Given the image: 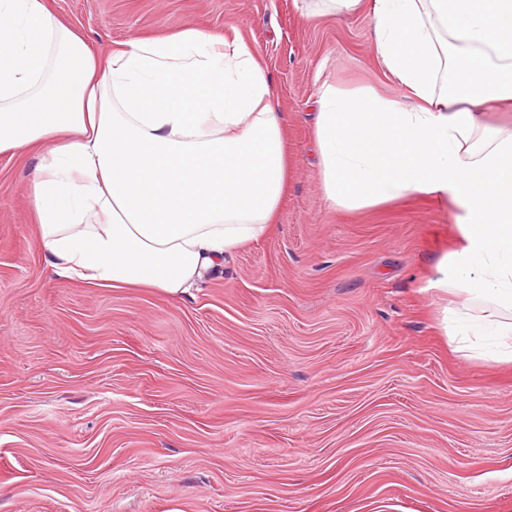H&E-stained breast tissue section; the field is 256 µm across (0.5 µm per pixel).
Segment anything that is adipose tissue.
<instances>
[{"instance_id":"obj_1","label":"adipose tissue","mask_w":512,"mask_h":512,"mask_svg":"<svg viewBox=\"0 0 512 512\" xmlns=\"http://www.w3.org/2000/svg\"><path fill=\"white\" fill-rule=\"evenodd\" d=\"M374 38L406 98L326 87L323 194L356 211L421 195L458 211L457 246L421 289L457 350L512 363V0H374ZM283 116L240 35L187 26L93 51L46 0H0V153L40 156L32 214L50 267L89 287L189 294L264 237L285 190Z\"/></svg>"}]
</instances>
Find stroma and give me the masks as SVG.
I'll use <instances>...</instances> for the list:
<instances>
[{"label":"stroma","instance_id":"stroma-1","mask_svg":"<svg viewBox=\"0 0 512 512\" xmlns=\"http://www.w3.org/2000/svg\"><path fill=\"white\" fill-rule=\"evenodd\" d=\"M104 53L238 29L278 92L288 188L270 232L193 295L58 277L38 159L0 154V512H512V364L456 351L419 287L455 208L325 200L324 86L400 89L369 4L49 0Z\"/></svg>","mask_w":512,"mask_h":512}]
</instances>
